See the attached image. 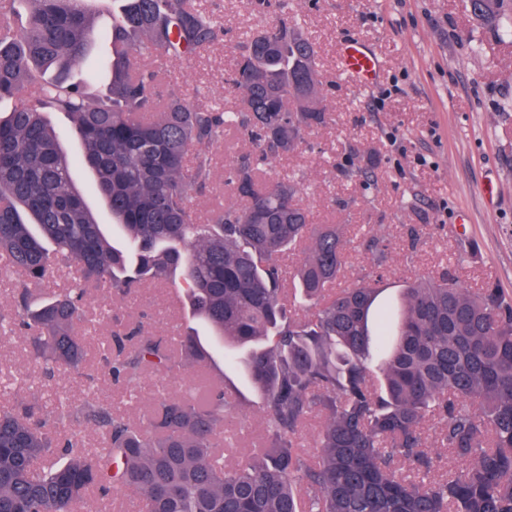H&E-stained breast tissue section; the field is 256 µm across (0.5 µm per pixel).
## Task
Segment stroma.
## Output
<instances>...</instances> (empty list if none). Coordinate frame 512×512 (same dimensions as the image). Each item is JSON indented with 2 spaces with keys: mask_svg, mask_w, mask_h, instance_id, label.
Listing matches in <instances>:
<instances>
[{
  "mask_svg": "<svg viewBox=\"0 0 512 512\" xmlns=\"http://www.w3.org/2000/svg\"><path fill=\"white\" fill-rule=\"evenodd\" d=\"M227 35L195 58L168 64L169 80L186 101L232 106L237 94L226 79L238 38L259 20L274 24L298 16L316 43L330 115L302 148L273 164L294 170L307 186L301 198L315 224L344 229L340 287L356 285L374 270L365 246L370 235L388 246L384 288L375 319L397 318L407 281L456 271L471 290L496 285L512 293V38L479 27L463 0H286L259 15L255 0H202ZM355 39L380 61V74L360 86L340 74L338 53ZM254 145L235 130L215 147L212 187L192 204L206 212L233 194L225 172ZM173 291L135 290L126 298L100 288L86 301L96 338L115 323L139 324L169 338L186 324ZM212 368L241 412L224 432L225 445L245 452L264 444L260 394L242 368L219 346ZM84 374L62 367L44 380L23 336L0 338V407L40 393L46 405L64 397L74 406L94 396L137 420L156 390L181 394L193 388L196 370L182 365L145 377L138 389L111 381L90 353Z\"/></svg>",
  "mask_w": 512,
  "mask_h": 512,
  "instance_id": "35a3bbf8",
  "label": "stroma"
}]
</instances>
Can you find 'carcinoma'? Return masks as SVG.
Masks as SVG:
<instances>
[{
  "label": "carcinoma",
  "mask_w": 512,
  "mask_h": 512,
  "mask_svg": "<svg viewBox=\"0 0 512 512\" xmlns=\"http://www.w3.org/2000/svg\"><path fill=\"white\" fill-rule=\"evenodd\" d=\"M103 0H0V256L21 277L16 327L50 376L86 364L89 291L117 296L147 283L181 289L192 319L246 350L261 395L265 447L224 460L218 438L236 412L226 387L160 394L139 421L94 398L51 412L32 398L0 409V512H80L89 492L131 490L141 512H512V295L472 293L448 272L402 289L396 326H369L383 274L338 288L344 241L311 224L295 173L265 178L325 126L316 45L296 16L242 34L232 110L159 93L156 55L180 62L225 36L194 0H112V26L91 19ZM482 26L512 35V0H465ZM98 75L76 78L93 45ZM63 112L112 223L111 245L74 178V161L47 114ZM230 128L255 151L233 166L237 203L200 216L193 197L212 174V149ZM377 268L387 261L367 239ZM301 254L286 275L281 259ZM70 270L69 287L34 306L29 288ZM115 382L182 363L207 373L195 329L172 344L119 325L100 342ZM321 416L318 453L303 448ZM85 427L106 441L89 448ZM463 462L441 472L442 453Z\"/></svg>",
  "instance_id": "obj_1"
}]
</instances>
